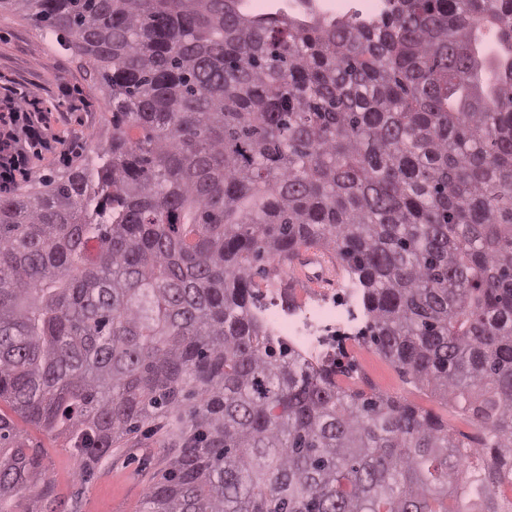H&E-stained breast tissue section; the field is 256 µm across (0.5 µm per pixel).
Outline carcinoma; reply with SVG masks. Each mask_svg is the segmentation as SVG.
Returning a JSON list of instances; mask_svg holds the SVG:
<instances>
[{
  "mask_svg": "<svg viewBox=\"0 0 512 512\" xmlns=\"http://www.w3.org/2000/svg\"><path fill=\"white\" fill-rule=\"evenodd\" d=\"M388 2L0 0L112 94L97 168L0 194V403L82 480L157 415L144 512H512V0ZM302 247L475 434L267 336L253 264ZM42 460L1 412L0 506L53 505ZM254 13L288 15L312 10L328 18L348 16L356 19L378 17L388 10L387 0H242Z\"/></svg>",
  "mask_w": 512,
  "mask_h": 512,
  "instance_id": "carcinoma-1",
  "label": "carcinoma"
}]
</instances>
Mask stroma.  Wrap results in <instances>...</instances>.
<instances>
[{
	"mask_svg": "<svg viewBox=\"0 0 512 512\" xmlns=\"http://www.w3.org/2000/svg\"><path fill=\"white\" fill-rule=\"evenodd\" d=\"M0 75L24 86L30 98L66 115L55 130L72 141L74 149L64 157L56 152L45 154L36 163L37 176L59 175L74 166H98L112 138V104L107 91L93 82L84 60L62 50L54 36L41 32L24 12L12 7L0 8ZM73 98L84 100V111L68 112ZM344 351L359 370L350 388L374 386L431 412L454 433L472 434L458 409L406 382L369 342L346 339ZM15 424L41 447L51 490L64 512H143L144 494L160 477L171 445L163 429L140 430L114 445L111 454L99 459L90 478L83 481L78 477L79 463L63 437L20 417Z\"/></svg>",
	"mask_w": 512,
	"mask_h": 512,
	"instance_id": "1",
	"label": "stroma"
}]
</instances>
